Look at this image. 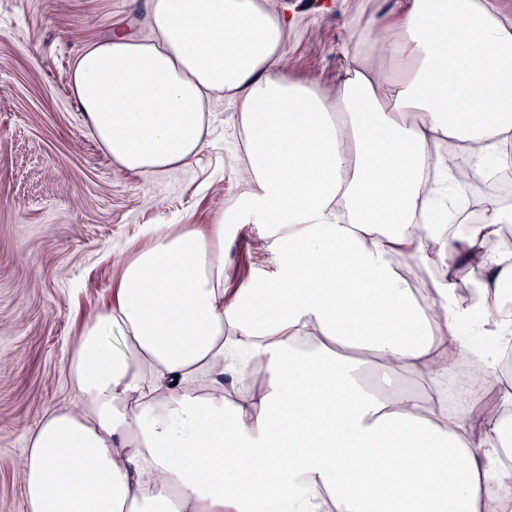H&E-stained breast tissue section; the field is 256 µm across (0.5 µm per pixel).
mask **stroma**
<instances>
[{
	"mask_svg": "<svg viewBox=\"0 0 512 512\" xmlns=\"http://www.w3.org/2000/svg\"><path fill=\"white\" fill-rule=\"evenodd\" d=\"M148 0H0V512H25L23 462L45 411L77 408L67 358L112 296L120 260L167 226L215 223L241 193L238 103L207 104L206 146L178 168L124 170L71 91L77 58L117 29L150 37ZM288 20L281 66L335 86L343 49L385 0H270ZM263 224H231L224 285L275 270Z\"/></svg>",
	"mask_w": 512,
	"mask_h": 512,
	"instance_id": "obj_1",
	"label": "stroma"
}]
</instances>
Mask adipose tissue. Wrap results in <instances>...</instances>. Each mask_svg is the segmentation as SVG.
<instances>
[{"instance_id": "adipose-tissue-1", "label": "adipose tissue", "mask_w": 512, "mask_h": 512, "mask_svg": "<svg viewBox=\"0 0 512 512\" xmlns=\"http://www.w3.org/2000/svg\"><path fill=\"white\" fill-rule=\"evenodd\" d=\"M147 21L151 39L117 30L77 59L90 128L125 170L173 169L224 93L247 190L123 261L68 359L79 409L29 440L27 512H512V204L463 216L452 190L455 168L512 163V15L393 0L329 91L280 72L267 0H150ZM249 222L270 227L276 274L225 287L224 227ZM404 259L428 271L423 294ZM466 351L497 381L452 414Z\"/></svg>"}]
</instances>
